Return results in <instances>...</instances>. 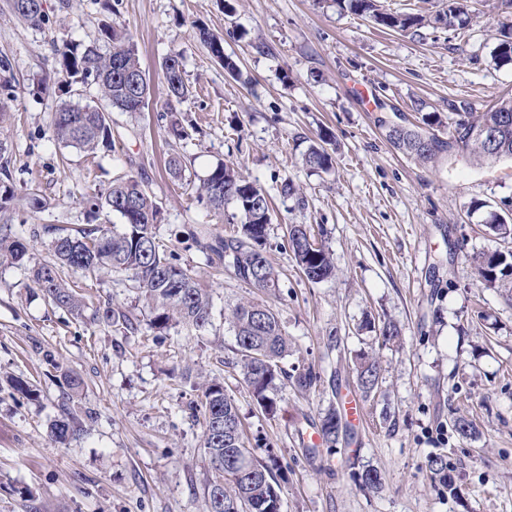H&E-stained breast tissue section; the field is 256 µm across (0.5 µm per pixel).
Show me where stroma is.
I'll return each mask as SVG.
<instances>
[{"instance_id":"1","label":"stroma","mask_w":512,"mask_h":512,"mask_svg":"<svg viewBox=\"0 0 512 512\" xmlns=\"http://www.w3.org/2000/svg\"><path fill=\"white\" fill-rule=\"evenodd\" d=\"M0 0V58L16 96L0 111V188L10 195L0 232L24 239L23 263L0 264V512H206L214 476L203 448L200 376L218 379L239 409L255 458L281 466L283 512H512V288H487L474 256L504 249L487 234L489 213L512 214V162L476 164L455 146L453 105L483 112L512 96V64L491 52L512 18L501 0H467L469 23L401 32L341 10L335 0H44L51 25L14 18ZM121 21L150 82L142 112H112V148L88 154L55 142L49 119L64 101L97 104L94 86L60 72L54 44L89 43L101 23ZM200 23L224 38L231 76L194 35ZM182 53L192 95L167 103L160 64ZM43 79L47 92L32 91ZM451 142L422 164L394 149L384 120L421 125ZM190 128L170 138L171 121ZM423 125V124H422ZM335 143L331 172L306 167L312 139ZM178 152L184 177L165 169ZM238 165L269 196L262 250L279 273L266 295L239 281L200 232L228 238L233 205L198 202L187 180L217 163ZM134 175L161 209L156 232L211 294L200 331L149 325L150 309L123 272L85 279L87 309L122 308L138 324L122 333L75 317L34 288L33 267L52 262L50 226L86 222L83 198ZM302 198L283 197V180ZM307 224L332 253L336 274L309 282L291 257L287 227ZM270 306L292 341L286 369H312L310 391L280 384L265 414L233 364L225 312ZM402 328L383 345L382 319ZM377 356V388H356L357 355ZM82 381L70 394L64 372ZM26 391H18L17 383ZM364 408L336 445L306 444L327 409ZM476 433L460 438L455 413ZM80 431L56 440L57 421ZM448 456L457 492H442L427 458ZM376 469L381 489L358 486Z\"/></svg>"}]
</instances>
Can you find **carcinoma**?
Returning a JSON list of instances; mask_svg holds the SVG:
<instances>
[{
	"mask_svg": "<svg viewBox=\"0 0 512 512\" xmlns=\"http://www.w3.org/2000/svg\"><path fill=\"white\" fill-rule=\"evenodd\" d=\"M340 8L367 16L376 24L391 29L407 31L444 21L452 29L466 23L467 12L463 0H448V8L432 17L420 14H393L381 11L376 0H337ZM12 14L27 24L43 28L49 15L43 0H10ZM199 39L207 45L212 57L230 75L238 66L224 54V39L204 28L198 29ZM54 54L65 74L76 83L92 82L101 99L110 106L128 113L142 111L132 101L131 78L143 80V87L150 89L145 79L138 51L123 25L106 23L100 37L89 44L66 41L54 46ZM497 63H512V21L502 25L498 44L493 50ZM167 101L182 102L191 94L185 78L183 57L173 52L161 63ZM454 126L480 127L485 124L502 127L504 141L512 148V97H501L489 110L475 113L462 103L455 108ZM52 137L66 145L87 152L112 145V128L109 110L105 107L68 103L53 113L50 122ZM419 127H408L394 134L386 133L389 143L401 153L421 162L435 159L448 151V142L432 137L433 147L425 148ZM331 137L320 134L319 141L310 145L304 154L305 164L327 172L333 168V156L326 148ZM478 161L496 163L504 160L494 150L477 139L462 141ZM198 197L217 210L224 204L235 208L233 217L239 220V235L218 242L210 249H221L235 276L252 287L265 292L279 288V277L271 262L261 250L266 227L271 223V206L267 195L254 183L245 179L235 167L219 163L200 181ZM113 213L123 220V228L111 230L98 222L102 212ZM160 210L155 199L132 175L115 178L101 192L86 198V217L89 228L77 233H66L61 228L44 227L53 234L52 249L55 262L32 269V281L56 306L78 316L84 312V303L76 289L62 279L60 272L67 268L84 274L95 275L102 271H123L135 283L139 298L150 308L153 317L150 326L163 329L170 324H183L202 330L210 323V294L199 281L174 262L173 254L160 243L156 225ZM488 232L506 242L512 240V221L497 213L486 221ZM291 253L297 266L308 280L318 276L324 281L335 272L331 254L316 241H309L307 230L288 225ZM28 251L25 240L0 236V261L21 262ZM476 272L483 284L503 286L512 279V249L495 251L475 258ZM91 320L103 322L120 330H135L131 318L119 308L107 304L96 309ZM225 321L234 336L236 365L244 382L262 411L276 408L270 393L276 391L278 382L290 380L295 386L309 390L316 385L319 375L311 369L295 375L283 366L288 357L290 340L283 330L276 313L269 307L254 303H239L229 310ZM383 344H394L401 337L400 326L391 320L380 329ZM382 364L376 357H364L356 365L357 384L362 393L372 392L378 385ZM201 403L204 419V448L215 474L207 487V512H282V490L276 478L279 470L277 457L268 455L265 460L252 457L234 399L224 390V385L212 380L206 383ZM341 418L331 408L320 424L321 441L334 444L339 438ZM247 460V468H236L238 459ZM431 477L442 489L453 492L455 482L448 475V456L436 453L428 458ZM360 488L377 491L382 478L374 469H365L359 475Z\"/></svg>",
	"mask_w": 512,
	"mask_h": 512,
	"instance_id": "obj_1",
	"label": "carcinoma"
}]
</instances>
